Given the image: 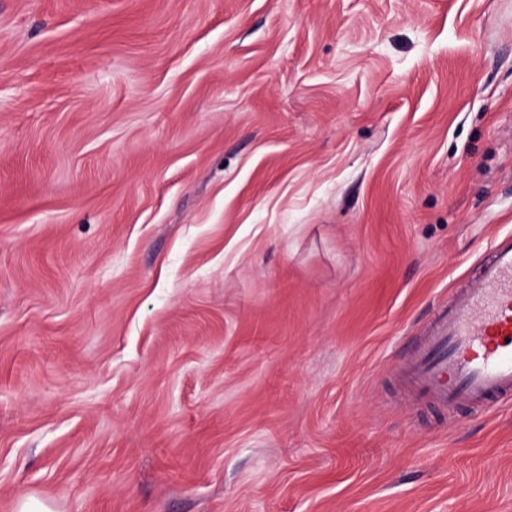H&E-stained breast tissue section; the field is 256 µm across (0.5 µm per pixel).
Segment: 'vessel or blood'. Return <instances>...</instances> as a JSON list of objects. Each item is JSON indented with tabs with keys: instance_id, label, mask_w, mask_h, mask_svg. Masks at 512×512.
<instances>
[{
	"instance_id": "b4317fda",
	"label": "vessel or blood",
	"mask_w": 512,
	"mask_h": 512,
	"mask_svg": "<svg viewBox=\"0 0 512 512\" xmlns=\"http://www.w3.org/2000/svg\"><path fill=\"white\" fill-rule=\"evenodd\" d=\"M400 370L417 397L447 405L512 396V234L438 307Z\"/></svg>"
}]
</instances>
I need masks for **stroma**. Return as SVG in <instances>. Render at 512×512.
<instances>
[{
  "label": "stroma",
  "instance_id": "obj_1",
  "mask_svg": "<svg viewBox=\"0 0 512 512\" xmlns=\"http://www.w3.org/2000/svg\"><path fill=\"white\" fill-rule=\"evenodd\" d=\"M508 231L512 0H0V512H512ZM399 370L420 399L483 405L512 396V234L495 238Z\"/></svg>",
  "mask_w": 512,
  "mask_h": 512
}]
</instances>
